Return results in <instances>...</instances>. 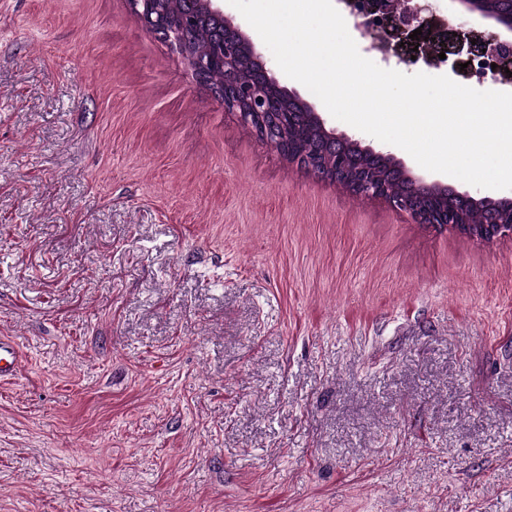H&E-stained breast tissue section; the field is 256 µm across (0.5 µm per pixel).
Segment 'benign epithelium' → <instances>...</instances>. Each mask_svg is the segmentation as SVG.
Wrapping results in <instances>:
<instances>
[{"label":"benign epithelium","mask_w":512,"mask_h":512,"mask_svg":"<svg viewBox=\"0 0 512 512\" xmlns=\"http://www.w3.org/2000/svg\"><path fill=\"white\" fill-rule=\"evenodd\" d=\"M221 0H206L210 13L224 18V47L208 56H196L186 51L184 29L186 24L174 21L155 7V0H129V7L141 25L162 42L176 46L196 80L203 81L216 68L224 69V85L213 90L214 96L224 103V110L232 112L238 122L250 128H258L263 140H276L282 145L281 156L296 165L308 176L331 180L353 196L367 200H380L390 208L402 212L416 224L448 230L449 225L460 223L458 215L430 208L424 196L433 189H449L439 181H428L414 175L405 163L390 152L362 145L335 129L327 127L322 116L314 111L312 103L299 92L279 86L270 73L249 37L229 18L224 16ZM349 13L355 19L363 36L374 48L392 50L398 60L406 66L417 61H440L438 54L455 57L454 64H468V69L480 78L493 77L509 83L505 69L512 70V0H496L498 7H488L489 0H457L459 12L488 22L492 31L455 27L448 21L440 22L429 13L426 0H344ZM422 34L414 39L409 35L416 29ZM247 55L258 64L256 76L247 83L236 78L239 58ZM497 64L491 68V64ZM275 86L288 102L306 107L311 112L323 135L340 144L336 154V169L325 173L319 165L318 154L308 150L293 151L288 138V128L281 122L280 114L273 110L269 96L270 87ZM354 145L379 161L391 160L413 182L422 195H395L387 189L385 180L374 177L358 165L348 153L347 146ZM453 193L470 204H507L512 207V197L494 198L475 196L467 191ZM474 239L481 243H494L501 239H512V224L497 221L484 227Z\"/></svg>","instance_id":"obj_1"}]
</instances>
